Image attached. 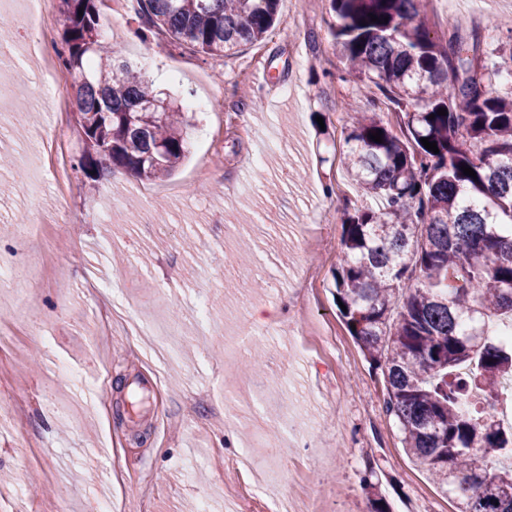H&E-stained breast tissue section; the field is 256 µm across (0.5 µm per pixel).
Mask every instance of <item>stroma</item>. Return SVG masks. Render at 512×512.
Wrapping results in <instances>:
<instances>
[{
  "instance_id": "1",
  "label": "stroma",
  "mask_w": 512,
  "mask_h": 512,
  "mask_svg": "<svg viewBox=\"0 0 512 512\" xmlns=\"http://www.w3.org/2000/svg\"><path fill=\"white\" fill-rule=\"evenodd\" d=\"M108 40L138 57L156 92L212 95L196 114L188 155L170 178L124 171L88 192L80 173L60 196L37 144L71 119L38 92L19 14L0 29L11 61L12 111L0 114V512H266L302 495L327 512H371L375 483L391 512H446L447 498L405 453L385 411L381 371L344 326L333 296L342 217L356 194L339 163L351 125L342 102H366L368 81H342L327 0H280L284 30L219 59L165 36L141 41L124 0H104ZM436 32L477 33L512 51V0H429ZM75 242L37 278L41 242L18 224ZM123 306L140 326L96 334ZM265 308L264 319L253 309ZM206 319H199V309ZM263 349L261 378L244 356ZM292 430L279 429L284 413Z\"/></svg>"
}]
</instances>
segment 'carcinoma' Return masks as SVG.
<instances>
[{
  "instance_id": "carcinoma-1",
  "label": "carcinoma",
  "mask_w": 512,
  "mask_h": 512,
  "mask_svg": "<svg viewBox=\"0 0 512 512\" xmlns=\"http://www.w3.org/2000/svg\"><path fill=\"white\" fill-rule=\"evenodd\" d=\"M101 2L57 0L59 57L75 87L76 168L93 186L115 168L153 181L186 157L191 123L120 45L103 41L110 19ZM279 2L135 0L131 9L145 31L224 58L282 25ZM426 2L329 0L331 34L349 62L341 80L366 79L378 92L369 109L345 104L356 118L342 166L360 202L344 212L333 295L382 372L406 453L455 512H512V431L495 417L512 346L489 331L512 320V91L495 88L512 54L490 65L477 35L435 33ZM379 130L380 143L370 139ZM473 393L482 406L467 411Z\"/></svg>"
}]
</instances>
